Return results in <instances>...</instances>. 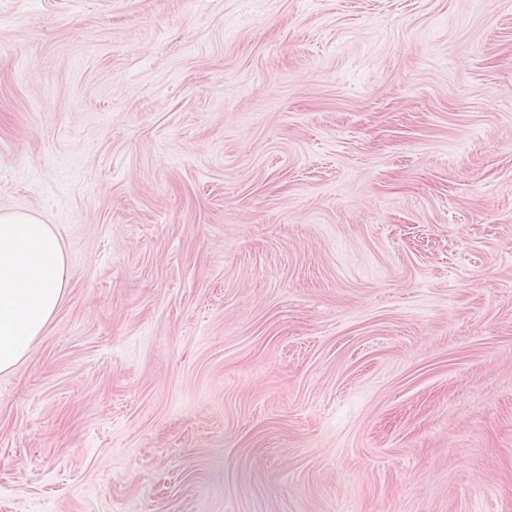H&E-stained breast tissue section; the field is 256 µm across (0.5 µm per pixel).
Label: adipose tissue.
I'll list each match as a JSON object with an SVG mask.
<instances>
[{"mask_svg": "<svg viewBox=\"0 0 512 512\" xmlns=\"http://www.w3.org/2000/svg\"><path fill=\"white\" fill-rule=\"evenodd\" d=\"M68 285L64 253L31 214L0 213V373L25 359Z\"/></svg>", "mask_w": 512, "mask_h": 512, "instance_id": "ef3b65f1", "label": "adipose tissue"}]
</instances>
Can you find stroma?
<instances>
[{
  "label": "stroma",
  "instance_id": "stroma-1",
  "mask_svg": "<svg viewBox=\"0 0 512 512\" xmlns=\"http://www.w3.org/2000/svg\"><path fill=\"white\" fill-rule=\"evenodd\" d=\"M0 212V512H512V0H0ZM68 285L64 253L31 214L0 213V373L25 359Z\"/></svg>",
  "mask_w": 512,
  "mask_h": 512
}]
</instances>
